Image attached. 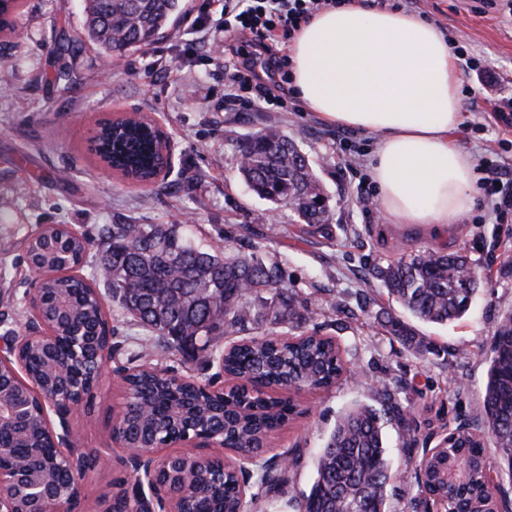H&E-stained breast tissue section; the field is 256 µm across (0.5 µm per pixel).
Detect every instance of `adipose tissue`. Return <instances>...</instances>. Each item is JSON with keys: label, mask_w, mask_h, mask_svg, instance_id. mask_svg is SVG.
Returning a JSON list of instances; mask_svg holds the SVG:
<instances>
[{"label": "adipose tissue", "mask_w": 512, "mask_h": 512, "mask_svg": "<svg viewBox=\"0 0 512 512\" xmlns=\"http://www.w3.org/2000/svg\"><path fill=\"white\" fill-rule=\"evenodd\" d=\"M289 78L304 107L377 137L371 177L401 224H453L474 206L472 158L446 38L430 22L362 0L315 13L295 33Z\"/></svg>", "instance_id": "1"}]
</instances>
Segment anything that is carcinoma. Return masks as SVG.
I'll return each mask as SVG.
<instances>
[{"label": "carcinoma", "instance_id": "1", "mask_svg": "<svg viewBox=\"0 0 512 512\" xmlns=\"http://www.w3.org/2000/svg\"><path fill=\"white\" fill-rule=\"evenodd\" d=\"M17 0H0V31L11 28ZM185 9L183 0H87L84 36L60 39L63 55L78 52L84 40L110 58L151 44ZM248 156L241 176L251 190L273 207H290L301 224L330 223L329 197L297 142L274 125L264 126L237 145ZM163 142L154 125L142 118H119L97 128L95 156L124 177L151 181L161 164ZM254 241L224 251L200 246L183 224H114L102 240L100 269L112 302L149 328L170 350L189 357L197 346L207 347L218 336L253 332L247 342L224 352L229 376L266 383L284 391L335 384L343 370L339 346L316 333L280 342L273 338L278 325L301 326L312 318L311 303L288 293L277 265L263 260ZM85 253L81 239L61 227L52 228L29 250L31 271L49 265L75 267ZM468 260L453 251L418 249L376 267L388 299L404 315H388L383 327L415 354L433 348L420 336L414 322L446 325L462 319L482 288V279H469L461 288L460 274ZM44 316L56 323L59 335L81 336V361L72 377L53 371L54 357L34 348L27 354L30 371L66 394L100 379L97 357L106 332L103 299L89 282L59 274L41 282ZM483 398L485 430L478 436L462 430L448 444L416 461L418 494L440 512H496L509 506V495L496 503L486 493L485 468L512 481V314L495 329ZM132 393L149 400L153 408L134 407L122 418L127 442L147 448L170 434L204 423L224 435V444L251 461L261 456L267 437L296 414L288 396L272 398L255 387L230 391L220 402L188 381L179 387L152 368L132 375ZM376 394L385 409L358 406L339 417L314 462L315 479L296 501L297 512H387L388 487L393 479L385 446L384 417L403 421L405 414L393 401L387 384ZM499 452L496 463L486 454V443ZM0 446L10 449V460L20 461L34 446L52 451L36 419L0 434ZM242 471L229 465L218 472L201 461L181 462L168 477L185 493L189 512H250L251 501L240 497ZM49 486L72 490L75 475L51 472Z\"/></svg>", "mask_w": 512, "mask_h": 512}]
</instances>
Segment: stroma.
<instances>
[{"mask_svg":"<svg viewBox=\"0 0 512 512\" xmlns=\"http://www.w3.org/2000/svg\"><path fill=\"white\" fill-rule=\"evenodd\" d=\"M200 4L186 0L183 17L159 41L109 65L89 44L73 57L55 50L61 33H82L85 0H24L13 29L0 33V334L25 329L30 274L19 258L25 239L40 226L64 224L90 240L77 270L88 280L98 274L99 232L106 225L184 224L196 242L218 248L253 238L264 259L279 264L289 292L311 301L313 327L336 340L345 362L337 385L300 395L301 415L247 468L253 487L261 468L274 470L282 457L292 459L287 483L260 499L254 512H294L295 499L313 482L312 459L338 417L358 404L379 406V382L395 389L415 420L416 448L435 447L456 426L479 427L491 337L501 316L512 312V223H496L483 196L460 221L437 231L384 219L369 172L373 135L303 109L268 112L225 97V67L264 64L240 35L217 32V49L205 46L197 58L178 60L179 77L153 70L156 60L177 59V39ZM378 7L422 17L444 36H465L485 67L457 69L463 121L452 140L472 157L475 184L483 182L485 159L512 167V127L493 110L494 100L512 96V9L506 0L493 6L485 0H378ZM130 112L147 115L170 140L169 170L145 188L105 169L87 148L98 123ZM268 124L278 125L307 156L330 198L329 224L297 222L290 208H272L240 177L238 142ZM444 246L463 252L482 271L484 284L462 320L421 325L435 351L418 358L381 327L384 312L397 306L371 270L412 249ZM104 307L116 331L113 369L89 412L71 420L77 447L100 457L113 451L112 415L125 398L117 368L150 363L200 384L215 374L213 350L189 359L165 351L112 302ZM339 308L346 317H336ZM384 431L396 488L388 512H423L405 476L401 444L407 432L395 420ZM130 476L118 463L77 475L83 512H96L113 483Z\"/></svg>","mask_w":512,"mask_h":512,"instance_id":"35a3bbf8","label":"stroma"}]
</instances>
